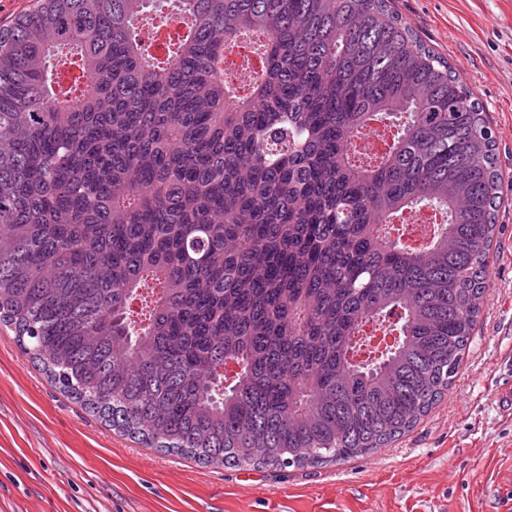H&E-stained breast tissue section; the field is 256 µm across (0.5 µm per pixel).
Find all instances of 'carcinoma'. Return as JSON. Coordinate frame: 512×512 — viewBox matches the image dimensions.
I'll use <instances>...</instances> for the list:
<instances>
[{"label": "carcinoma", "mask_w": 512, "mask_h": 512, "mask_svg": "<svg viewBox=\"0 0 512 512\" xmlns=\"http://www.w3.org/2000/svg\"><path fill=\"white\" fill-rule=\"evenodd\" d=\"M36 0L0 26V322L59 388L206 465L411 431L477 324L496 140L391 0ZM260 38L263 75L224 81ZM396 129L379 154L363 131ZM445 216L422 240L404 216Z\"/></svg>", "instance_id": "carcinoma-1"}]
</instances>
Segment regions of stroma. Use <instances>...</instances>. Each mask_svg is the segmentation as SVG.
Returning <instances> with one entry per match:
<instances>
[{
	"instance_id": "35a3bbf8",
	"label": "stroma",
	"mask_w": 512,
	"mask_h": 512,
	"mask_svg": "<svg viewBox=\"0 0 512 512\" xmlns=\"http://www.w3.org/2000/svg\"><path fill=\"white\" fill-rule=\"evenodd\" d=\"M481 104L512 175V0H393ZM478 324L445 395L363 457L201 465L147 447L55 388L0 326V512H512V191Z\"/></svg>"
}]
</instances>
